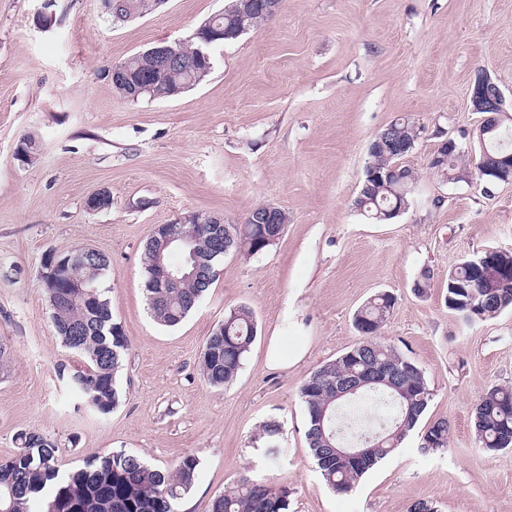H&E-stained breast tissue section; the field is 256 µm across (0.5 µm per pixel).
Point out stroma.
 Returning a JSON list of instances; mask_svg holds the SVG:
<instances>
[{
	"label": "stroma",
	"instance_id": "obj_1",
	"mask_svg": "<svg viewBox=\"0 0 512 512\" xmlns=\"http://www.w3.org/2000/svg\"><path fill=\"white\" fill-rule=\"evenodd\" d=\"M229 0H166L112 21L100 0H0V458L23 431L58 447L61 473L119 450L165 468L199 460L179 512H210L241 474L293 490L288 512H512V450L486 453L471 412L512 383V309L470 327L449 310L448 272L461 259L512 252V184L443 183L427 167L454 138L478 158L470 90L484 71L512 108V0H283L261 27L213 51L199 85L171 98H121L107 71L159 43L183 42ZM399 118L419 129L405 159L419 180L387 223L354 200L375 135ZM34 136L35 158L17 160ZM112 195L90 211L89 196ZM260 205L284 211L281 238L252 256L226 254L196 309L166 327L150 315L142 249L158 224L203 212L232 223ZM90 247L111 271L101 287L129 340L111 413L88 411L66 372L82 359L57 336L40 270L45 256ZM430 271L424 292L415 285ZM395 305L379 332L425 373L431 401L389 457L345 494L330 490L305 437L304 379L360 340L353 319L374 294ZM257 336L236 379L211 387L207 336L232 309ZM304 344L297 365L271 368L272 335ZM448 446L422 449L435 420ZM281 452L264 455L263 425Z\"/></svg>",
	"mask_w": 512,
	"mask_h": 512
}]
</instances>
